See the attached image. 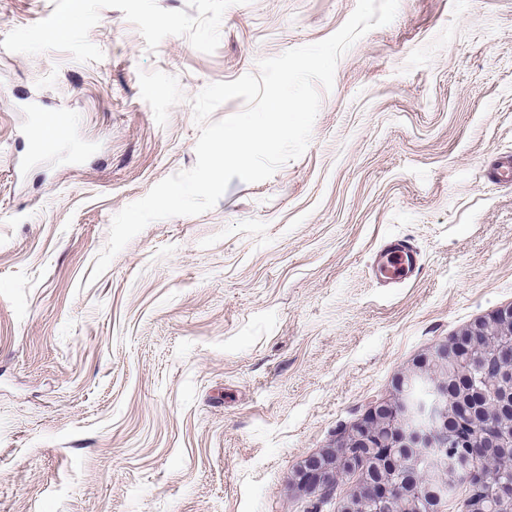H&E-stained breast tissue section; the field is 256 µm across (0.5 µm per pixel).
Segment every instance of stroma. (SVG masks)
Returning <instances> with one entry per match:
<instances>
[{
    "label": "stroma",
    "mask_w": 512,
    "mask_h": 512,
    "mask_svg": "<svg viewBox=\"0 0 512 512\" xmlns=\"http://www.w3.org/2000/svg\"><path fill=\"white\" fill-rule=\"evenodd\" d=\"M357 0H0V512H338L291 473L399 374L512 306V0H399L305 153L149 224L206 85L321 41ZM73 119L35 150L37 112ZM406 237L422 272L370 265ZM420 254L406 239L389 238L377 251L372 271L383 285L405 284L422 271Z\"/></svg>",
    "instance_id": "35a3bbf8"
}]
</instances>
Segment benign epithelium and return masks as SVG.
<instances>
[{"mask_svg":"<svg viewBox=\"0 0 512 512\" xmlns=\"http://www.w3.org/2000/svg\"><path fill=\"white\" fill-rule=\"evenodd\" d=\"M486 346L480 376L472 380L465 360ZM394 395L371 403L364 420L336 438L334 446L308 456L292 473L309 492L336 488L351 465L348 448L371 451L374 472L384 478L356 482L340 512H440L433 485L456 469L494 484L496 512H512V476L495 466L512 456V306L472 322L403 372ZM455 442L469 453L451 460Z\"/></svg>","mask_w":512,"mask_h":512,"instance_id":"1","label":"benign epithelium"}]
</instances>
